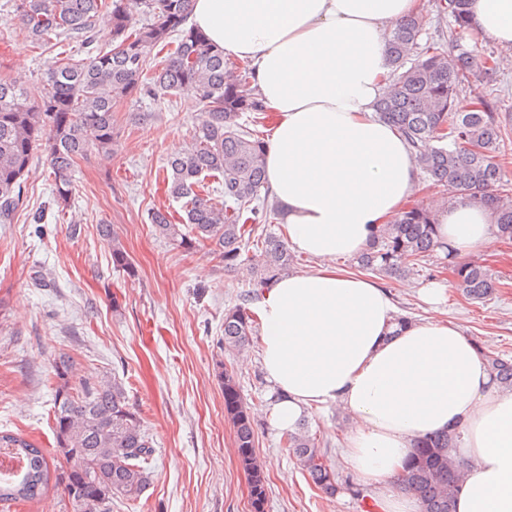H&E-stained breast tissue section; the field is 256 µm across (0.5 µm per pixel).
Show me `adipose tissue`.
Returning a JSON list of instances; mask_svg holds the SVG:
<instances>
[{"instance_id":"adipose-tissue-1","label":"adipose tissue","mask_w":512,"mask_h":512,"mask_svg":"<svg viewBox=\"0 0 512 512\" xmlns=\"http://www.w3.org/2000/svg\"><path fill=\"white\" fill-rule=\"evenodd\" d=\"M423 11L424 0H193L189 23L248 62L260 99L280 114L263 191L289 249L319 263L274 280L259 302L271 425L290 431L334 403L350 412L346 456L380 512H416L398 474L418 440L458 430L454 454L468 467L456 512H512V389L449 321L411 319L394 331L385 287L337 265L416 190L414 153L375 103L391 78L388 34ZM469 17L472 31L512 50V0H470ZM437 235L464 255L497 227L462 195L440 209Z\"/></svg>"}]
</instances>
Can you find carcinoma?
<instances>
[{
  "instance_id": "1",
  "label": "carcinoma",
  "mask_w": 512,
  "mask_h": 512,
  "mask_svg": "<svg viewBox=\"0 0 512 512\" xmlns=\"http://www.w3.org/2000/svg\"><path fill=\"white\" fill-rule=\"evenodd\" d=\"M192 0H12L19 30L40 45L77 40L86 57L56 58L43 84L29 86L0 76V223H11L23 205L22 180L37 153L45 156L56 184L57 202L68 205L72 170L93 150L110 153L117 133L112 107L125 97L186 93L201 106L190 148L172 153L165 180L181 203V213L156 209L155 234L186 250L213 246L224 268L254 252L253 291L247 302L288 272L294 258L281 235L266 232L277 206L261 197L266 182L265 142L253 126L266 112L250 86L247 65L224 58L206 35L187 26ZM469 0H438L454 36L422 40L425 17L410 16L387 37L392 81L377 103L381 119L397 127L415 152L430 186L450 198L468 195L488 208L499 237L512 239V184L505 180V144L512 139V113L484 97L465 98L470 77L498 72L495 52L469 43ZM112 29V45L94 46L100 23ZM174 45L161 68L149 60L158 47ZM250 124H241L244 114ZM223 187L212 195L205 180ZM445 251L457 287L483 300L499 283L476 260H456L436 234L435 213L427 204L404 207L356 257L363 271L403 279L420 275L427 261ZM257 320L245 305L224 312V349L249 344ZM500 383L512 388V359L481 352ZM74 360L54 361L57 380L53 410L55 447L66 464L49 466L42 449L18 434L0 432V448L24 460L22 473L0 480V504L38 500L49 485L61 486L73 512H112V498L137 501L149 484L153 448L122 384L102 378L69 380ZM224 411L231 419L239 461L248 476L253 512H264L268 485L255 455L252 416L233 371H219ZM453 431L425 437L410 454L399 488L414 494L420 512H454L465 462L452 455ZM284 447L315 486L329 496L338 491L336 471L325 461L316 436L304 423L286 435Z\"/></svg>"
}]
</instances>
